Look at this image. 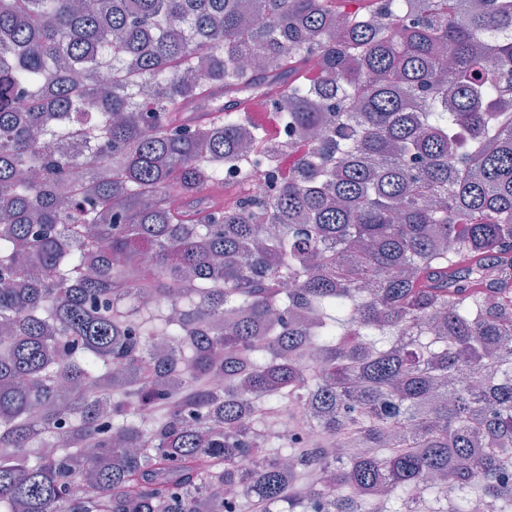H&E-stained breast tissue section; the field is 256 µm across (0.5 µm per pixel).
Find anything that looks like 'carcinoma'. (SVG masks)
Returning <instances> with one entry per match:
<instances>
[{
	"label": "carcinoma",
	"mask_w": 512,
	"mask_h": 512,
	"mask_svg": "<svg viewBox=\"0 0 512 512\" xmlns=\"http://www.w3.org/2000/svg\"><path fill=\"white\" fill-rule=\"evenodd\" d=\"M337 2L0 0V512H512V0ZM275 138L280 148L278 155L281 157L285 156L297 160L299 156L309 150V142L286 127L279 126ZM277 183L270 176L267 168H255L246 190V197L263 199L270 196L276 189Z\"/></svg>",
	"instance_id": "carcinoma-1"
}]
</instances>
